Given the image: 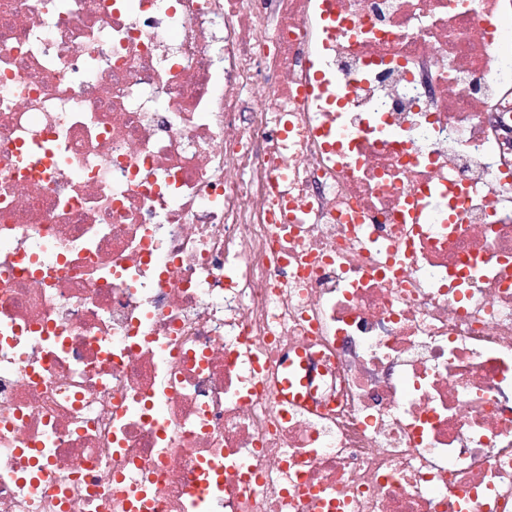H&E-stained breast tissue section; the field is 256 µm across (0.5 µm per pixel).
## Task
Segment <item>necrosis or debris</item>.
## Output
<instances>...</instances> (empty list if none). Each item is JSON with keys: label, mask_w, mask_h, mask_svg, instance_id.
<instances>
[{"label": "necrosis or debris", "mask_w": 512, "mask_h": 512, "mask_svg": "<svg viewBox=\"0 0 512 512\" xmlns=\"http://www.w3.org/2000/svg\"><path fill=\"white\" fill-rule=\"evenodd\" d=\"M511 19L0 0V512H512ZM284 368H288V372L283 380L278 398L284 402H305L307 394L303 395L299 391V387H307L306 375L301 372L303 370L301 363L297 367L293 359L288 357L284 362Z\"/></svg>", "instance_id": "4bbe7bcc"}]
</instances>
